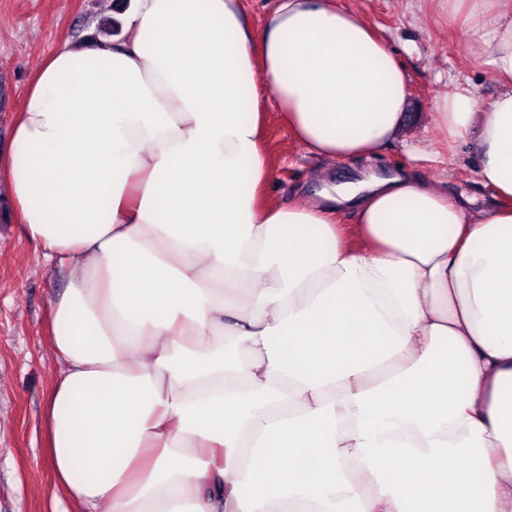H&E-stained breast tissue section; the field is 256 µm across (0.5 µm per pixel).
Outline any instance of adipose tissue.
<instances>
[{"label":"adipose tissue","mask_w":512,"mask_h":512,"mask_svg":"<svg viewBox=\"0 0 512 512\" xmlns=\"http://www.w3.org/2000/svg\"><path fill=\"white\" fill-rule=\"evenodd\" d=\"M440 2L501 86L433 114L477 145L479 211L448 170L268 196L263 98L328 161L406 131L342 0L258 37L241 0H129L37 68L0 191L69 274L43 445L70 512H512V0Z\"/></svg>","instance_id":"adipose-tissue-1"}]
</instances>
